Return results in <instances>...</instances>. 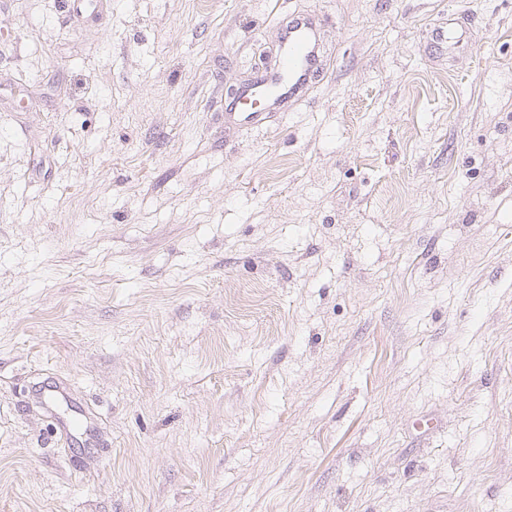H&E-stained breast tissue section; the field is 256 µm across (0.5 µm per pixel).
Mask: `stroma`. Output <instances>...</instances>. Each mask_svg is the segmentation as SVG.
Returning <instances> with one entry per match:
<instances>
[{"label": "stroma", "instance_id": "obj_1", "mask_svg": "<svg viewBox=\"0 0 512 512\" xmlns=\"http://www.w3.org/2000/svg\"><path fill=\"white\" fill-rule=\"evenodd\" d=\"M63 2L0 0V512H512V0ZM323 70L322 44L312 18L291 19L282 27L274 64L237 89L230 106L233 112L224 113L225 121L262 124L269 112H249L245 106L257 100L267 107L297 104L315 87ZM471 27L462 25L457 19L446 28L435 29L432 32V41L436 45L452 47L464 42L468 43Z\"/></svg>", "mask_w": 512, "mask_h": 512}]
</instances>
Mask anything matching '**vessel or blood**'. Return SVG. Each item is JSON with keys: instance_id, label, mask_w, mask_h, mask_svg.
<instances>
[{"instance_id": "1", "label": "vessel or blood", "mask_w": 512, "mask_h": 512, "mask_svg": "<svg viewBox=\"0 0 512 512\" xmlns=\"http://www.w3.org/2000/svg\"><path fill=\"white\" fill-rule=\"evenodd\" d=\"M470 35V27L456 21L434 30L432 40L434 44L452 47L467 42ZM323 70L322 44L312 18L291 19L282 28L274 64L238 88L229 120L236 124L263 123L265 113L251 110L252 102L262 100L266 105L282 107L297 104L315 87Z\"/></svg>"}]
</instances>
